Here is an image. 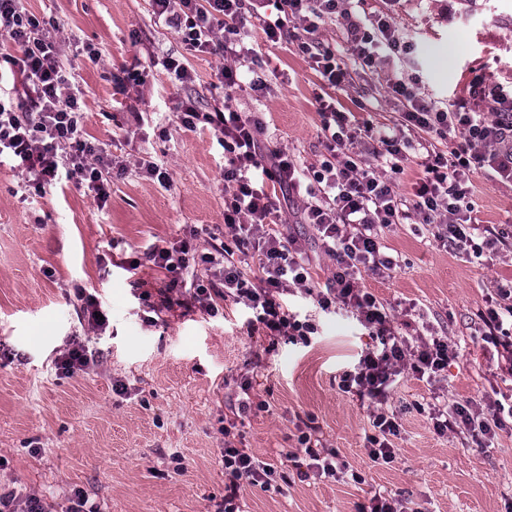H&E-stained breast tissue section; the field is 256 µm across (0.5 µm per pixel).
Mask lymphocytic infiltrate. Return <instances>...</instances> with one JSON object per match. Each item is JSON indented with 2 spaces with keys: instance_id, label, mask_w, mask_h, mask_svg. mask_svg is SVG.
<instances>
[{
  "instance_id": "1",
  "label": "lymphocytic infiltrate",
  "mask_w": 512,
  "mask_h": 512,
  "mask_svg": "<svg viewBox=\"0 0 512 512\" xmlns=\"http://www.w3.org/2000/svg\"><path fill=\"white\" fill-rule=\"evenodd\" d=\"M151 7L187 49L220 55L217 77L227 91L245 86L260 94L267 87L258 76L246 85L239 79L240 67L255 58L244 40L251 18L267 42H296L312 68L334 87L345 85L348 73L335 50L316 36L325 19L345 16L346 42L364 70L377 71L396 59L411 61L414 53L389 14L365 24L348 17L345 0H151ZM64 44L59 26L29 13L23 0H0V63L7 64L22 88L21 95L0 96V156H8L37 190L72 182L102 208L111 196L115 160L87 137L83 99L63 63ZM470 92L472 102L445 110L421 94L415 78L395 81L389 93L402 105L401 118L380 126H351L335 104L319 100L325 154L307 167L299 166L287 150L263 145L264 123L255 113L230 108L202 112L194 101L181 104V123L212 129L224 149V230L231 240L211 242L204 252L187 237L153 247L145 261L163 275L161 304L173 306L174 294L182 292L214 316L219 302L230 300L251 309L257 328L267 336L308 341L316 325L299 320L283 297L295 288H311V274L299 239L277 228L278 190L301 194L304 220L333 262L324 291L316 295L319 307L350 310L376 341L342 373L339 388L374 403L365 450L378 464L395 459L393 439L400 434L401 420L387 402L398 377L408 372L432 383L459 357L449 337L409 338L404 324L362 286L363 273L388 277L398 265L383 251L381 228L413 213L435 240L453 249L477 258L512 257V233L476 222L465 180L479 170L512 184V90L479 76ZM476 100L489 103L490 111H476ZM452 131L460 133V142L447 153L436 151L434 140L446 139ZM411 156L423 175L406 203L398 198L392 176ZM238 249L251 251L257 278H248L235 262ZM477 317L482 340L512 362V283H496ZM427 409L437 435L461 429L487 448L512 419V396L462 403L436 397ZM235 440L232 427H225L221 512H239L243 485L266 489L276 478L270 464L237 447ZM297 442L304 454L293 462L301 477L336 480L348 474L349 462L335 451L319 449L312 430L301 431Z\"/></svg>"
}]
</instances>
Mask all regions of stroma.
Returning <instances> with one entry per match:
<instances>
[{
    "label": "stroma",
    "mask_w": 512,
    "mask_h": 512,
    "mask_svg": "<svg viewBox=\"0 0 512 512\" xmlns=\"http://www.w3.org/2000/svg\"><path fill=\"white\" fill-rule=\"evenodd\" d=\"M37 17L59 23L63 62L82 92L84 128L123 164L112 174L105 208L65 184L35 193L9 162H0V486L36 494L51 512H67L74 491L101 512H215L224 500V425L251 379L267 410L245 419L243 447L287 473L279 487L244 486L242 512H358L375 492L406 501L407 512H512V428L492 447L470 436L434 433L416 406L436 394L456 400L512 394L495 348H480L476 311L496 281L512 280V263L477 260L444 247L407 219L381 231L386 253L400 265L388 277L364 274L362 283L391 314L414 320L421 334L450 337L460 355L443 380L428 384L401 375L389 398L402 413L392 463H372L368 400L342 392L339 377L373 341L351 313L322 311L314 296H289L291 309L318 327L310 343L250 334L252 313L226 304L212 317L197 307H161V275L150 266L129 272V260L196 230L206 247L224 234V150L206 129L177 117L192 98L201 111L231 106L261 113L265 140L298 164L324 152L316 96L323 80L295 43L266 42L246 27L267 80L261 95L216 88L220 56L188 50L158 23L150 0H27ZM348 11L369 20L392 11L416 43L422 92L451 104L472 77L512 86V0H348ZM335 46L351 75L333 93L357 120H397L401 104L387 86L397 66L362 70L348 49L342 19L317 32ZM101 57L90 61L86 46ZM182 60L194 80L173 85L151 58ZM138 65L139 97L113 88L112 75ZM143 114L134 122L131 109ZM163 164L169 185L142 176L138 162ZM468 185L480 223L512 231V186L481 172ZM282 231L308 239L304 256L312 278L324 283L331 261L312 244L313 231L293 207H282ZM98 296L109 320L103 335L89 331L77 289ZM89 343L99 361L72 375L55 368L72 340ZM313 420L322 444L358 471L339 481L299 478L290 456L303 455L295 435Z\"/></svg>",
    "instance_id": "stroma-1"
}]
</instances>
